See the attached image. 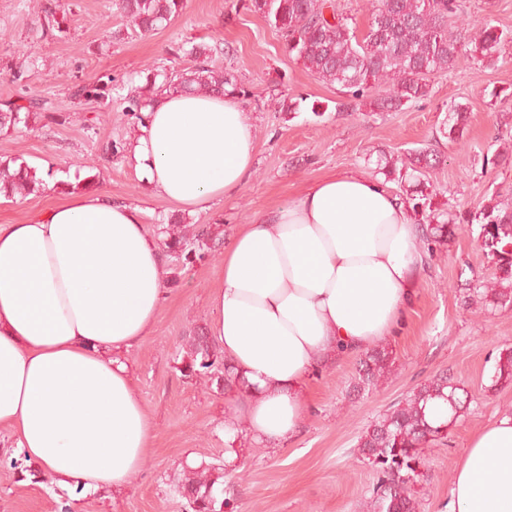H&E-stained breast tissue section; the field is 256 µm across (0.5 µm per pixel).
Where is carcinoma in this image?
Here are the masks:
<instances>
[{"label": "carcinoma", "instance_id": "1", "mask_svg": "<svg viewBox=\"0 0 512 512\" xmlns=\"http://www.w3.org/2000/svg\"><path fill=\"white\" fill-rule=\"evenodd\" d=\"M116 6L142 34L169 24L183 9V0H116ZM246 9L262 16L275 28L288 52L319 79L338 85L346 101L338 109L356 111L369 101L373 112H401L427 98L431 76L453 68L465 52L479 66H492L504 58L512 45V31L483 23L476 32L452 25L458 15V0H378L373 6L368 30L357 36L348 19L336 12L333 0H246ZM38 18L42 31L60 29L56 9L45 7ZM192 65L171 71L156 83L157 74L147 70L145 82L126 96V111L143 120L145 108L165 90L192 94H233L245 97L248 90L233 71L210 65V54L201 46L187 52ZM60 124L59 115L29 100L22 106L6 102L0 107V132L28 125L32 118ZM467 110L460 104L448 108L439 133L450 142L465 143ZM440 164L435 150L417 148L396 163L385 162L386 176L402 174L417 180ZM45 187L36 170L16 158L0 159V195L25 197ZM433 191L406 194L405 203L421 217L419 233L427 252L440 250L457 232L475 235L481 249L495 267L492 281H478L482 306L512 308V203L491 201L467 214H450L433 206ZM163 250L170 257L192 263L215 252L221 237L210 224L182 230L177 224L163 228ZM394 363L392 352L375 348L361 361L357 387L378 385ZM179 371L188 378H208L209 384L229 391L233 381L222 350L198 333L187 340ZM512 385V347L495 358L492 386ZM448 376H439L417 386L397 405L389 408L366 428L359 438L363 460L377 480L371 501L373 512H417L414 485L423 477L422 448L444 439L448 427L464 410L468 398ZM211 469L192 470L178 485L186 499L187 512H223L214 492Z\"/></svg>", "mask_w": 512, "mask_h": 512}]
</instances>
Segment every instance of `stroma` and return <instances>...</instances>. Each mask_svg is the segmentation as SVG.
Instances as JSON below:
<instances>
[{"mask_svg":"<svg viewBox=\"0 0 512 512\" xmlns=\"http://www.w3.org/2000/svg\"><path fill=\"white\" fill-rule=\"evenodd\" d=\"M47 0H0V104L35 98L64 118H36L28 127L0 133V157L51 168L63 183L20 199L0 200V224H22L70 195L93 188L139 206L150 233L173 219L216 224L224 239L238 225L298 196L337 171L375 173L380 154L404 156L435 137L448 105L470 112L467 144L441 141L446 161L431 171L440 209L469 211L491 199L512 201V168L484 160L512 150V59L480 68L460 55L452 70L436 74L429 97L401 112H340L339 86L319 80L289 56L279 33L244 0H185L167 27L141 35L114 0H59V32L43 34L37 15ZM465 20L512 30V0H461ZM212 48L216 67L233 70L248 89L243 98L257 140L252 173L242 190L188 213L155 196L136 173L127 149L139 125L125 112L131 87L145 68L159 73L190 64L188 45ZM111 77L103 97L77 89ZM298 112L281 111L283 99ZM222 254L182 266L168 262V299L154 331L127 355L136 393L153 436L142 472L118 492L58 490L0 431V512H184L177 486L189 460L224 463V423L231 394L189 380L176 367L182 339L209 322L208 297ZM492 268L476 240L460 234L425 257L417 294L398 335L384 345L395 367L377 387L356 388L359 359L334 361L313 376V409L300 432L274 448L239 435L238 458L224 478V512H368L373 474L359 459L358 438L380 414L414 387L447 373L472 396L469 410L448 431L447 443L426 448L425 478L417 488L418 512H445L454 467L474 433L512 409V387H491L495 357L512 346V309H468L471 278Z\"/></svg>","mask_w":512,"mask_h":512,"instance_id":"obj_1","label":"stroma"}]
</instances>
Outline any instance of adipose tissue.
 <instances>
[{"label": "adipose tissue", "instance_id": "adipose-tissue-1", "mask_svg": "<svg viewBox=\"0 0 512 512\" xmlns=\"http://www.w3.org/2000/svg\"><path fill=\"white\" fill-rule=\"evenodd\" d=\"M256 137L230 95L162 92L132 158L156 196L195 212L242 189ZM421 264L411 212L382 178L341 171L239 225L209 298L208 334L240 379L225 439L274 447L330 361L397 333ZM166 257L139 207L88 191L0 224V429L61 490H121L152 422L124 354L151 334ZM447 512H512V412L475 433Z\"/></svg>", "mask_w": 512, "mask_h": 512}]
</instances>
